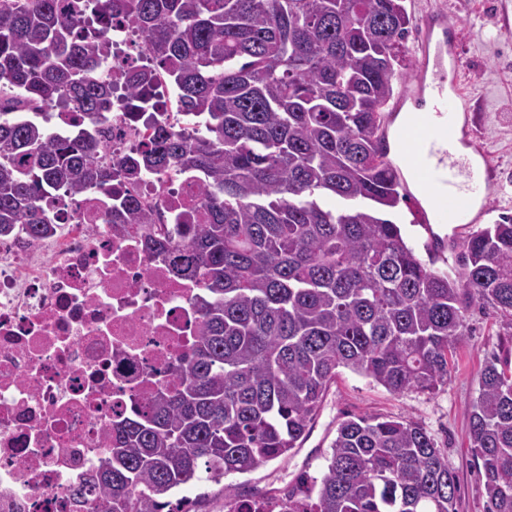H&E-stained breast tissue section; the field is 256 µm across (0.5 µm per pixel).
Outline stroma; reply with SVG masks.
Wrapping results in <instances>:
<instances>
[{
	"mask_svg": "<svg viewBox=\"0 0 512 512\" xmlns=\"http://www.w3.org/2000/svg\"><path fill=\"white\" fill-rule=\"evenodd\" d=\"M404 5L413 21L402 47L405 82H412L419 69L422 15L442 12L458 30L456 77L467 104L480 110L468 141L489 155L497 174L487 194L484 218L485 224H493L500 216L512 215V0H405ZM391 218L401 224L405 240L422 260L432 261L435 270L454 272L456 252L437 253L430 246L432 234H447V225L437 223L432 231H425L408 201L400 203ZM467 323L468 333L455 352L448 380L435 390L394 394L369 378L339 369L302 448L250 473L226 475L223 484L190 487L186 496L205 495L202 512H224L226 496L265 487L284 489L303 472L320 476L338 423L349 415L372 414L422 425L457 475L456 512H484L482 478L470 448L468 408L479 395L486 361L512 354V328L505 318L478 305L469 310Z\"/></svg>",
	"mask_w": 512,
	"mask_h": 512,
	"instance_id": "35a3bbf8",
	"label": "stroma"
}]
</instances>
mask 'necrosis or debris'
Wrapping results in <instances>:
<instances>
[{"instance_id": "4bbe7bcc", "label": "necrosis or debris", "mask_w": 512, "mask_h": 512, "mask_svg": "<svg viewBox=\"0 0 512 512\" xmlns=\"http://www.w3.org/2000/svg\"><path fill=\"white\" fill-rule=\"evenodd\" d=\"M105 78L123 86L139 41L107 31ZM150 135L124 96L112 100L105 147L123 157ZM195 191L146 175L112 193L85 192L48 235H0V512H91L71 489L108 452L114 422L144 410L151 391L179 385L201 328L200 280L175 277L140 225L111 224L115 199L158 206L171 244Z\"/></svg>"}]
</instances>
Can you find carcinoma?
Returning a JSON list of instances; mask_svg holds the SVG:
<instances>
[{"label": "carcinoma", "mask_w": 512, "mask_h": 512, "mask_svg": "<svg viewBox=\"0 0 512 512\" xmlns=\"http://www.w3.org/2000/svg\"><path fill=\"white\" fill-rule=\"evenodd\" d=\"M404 0H0V234L50 231L48 199L197 177L196 224L173 247L136 197L111 224L147 227L174 275L199 278L201 333L173 388L112 427L109 452L72 489L92 512H184L177 494L301 447L336 370L388 391L448 380L474 304L512 319V216L467 237L449 275L428 267L385 215L408 194L385 143L401 78ZM123 20L143 63L125 74L152 134L103 155L112 112L107 25ZM204 132L177 134L147 93ZM92 125L74 138L12 120L16 109ZM485 364L469 408L485 512H512V372ZM321 478L276 498L252 490L229 512H455L458 482L420 424L358 415L338 424Z\"/></svg>", "instance_id": "1"}]
</instances>
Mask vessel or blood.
I'll use <instances>...</instances> for the list:
<instances>
[{"label": "vessel or blood", "instance_id": "b4317fda", "mask_svg": "<svg viewBox=\"0 0 512 512\" xmlns=\"http://www.w3.org/2000/svg\"><path fill=\"white\" fill-rule=\"evenodd\" d=\"M420 74L423 89L436 99L433 112L414 109L404 133L408 150L407 169L413 180L424 182L428 210L462 233L480 223L485 215L481 202L490 185L488 160L472 163L458 154L456 130L463 103L448 84V45L440 38L446 30L443 18L425 15Z\"/></svg>", "mask_w": 512, "mask_h": 512}]
</instances>
